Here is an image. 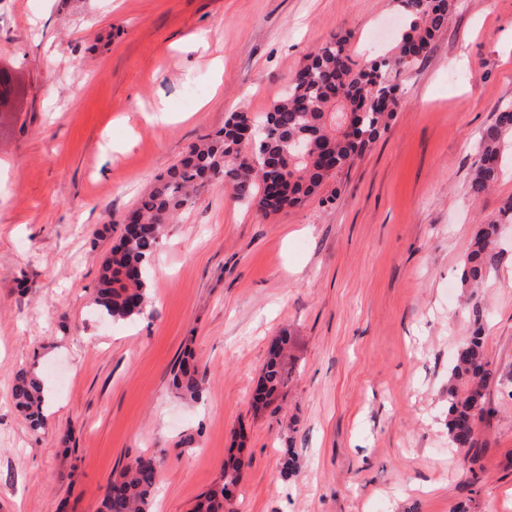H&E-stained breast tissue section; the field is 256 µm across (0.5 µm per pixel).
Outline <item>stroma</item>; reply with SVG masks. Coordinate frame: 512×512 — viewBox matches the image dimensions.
Wrapping results in <instances>:
<instances>
[{"label":"stroma","mask_w":512,"mask_h":512,"mask_svg":"<svg viewBox=\"0 0 512 512\" xmlns=\"http://www.w3.org/2000/svg\"><path fill=\"white\" fill-rule=\"evenodd\" d=\"M396 23L394 0H0L20 89L0 114V512H97L142 454L160 461L152 512H192L237 441L235 512H512V382L487 390L477 454L446 428L474 317L512 371V241L476 306L460 283L475 229L512 198V170L468 193L482 130L512 107V0H451L388 131L302 205L267 215L212 181L165 226L145 314L92 304L125 213L191 143L263 117L333 34L365 68ZM199 30L208 49L188 42ZM283 332L291 376L258 413ZM188 349L197 403L170 385ZM23 366L51 394L38 435L13 404Z\"/></svg>","instance_id":"stroma-1"}]
</instances>
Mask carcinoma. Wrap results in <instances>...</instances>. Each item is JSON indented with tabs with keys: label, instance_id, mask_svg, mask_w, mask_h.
I'll use <instances>...</instances> for the list:
<instances>
[{
	"label": "carcinoma",
	"instance_id": "cac0c4a2",
	"mask_svg": "<svg viewBox=\"0 0 512 512\" xmlns=\"http://www.w3.org/2000/svg\"><path fill=\"white\" fill-rule=\"evenodd\" d=\"M407 26L397 45L362 70L351 66L348 36L336 35L311 53L308 63L291 78L288 92L274 102L259 123L261 139L250 148L240 143L239 123L250 119L234 112L224 127L200 137L183 158L158 176L140 200L135 219L123 225L119 243L102 261L92 302L113 322L140 317L149 302V263L157 251L164 225L193 203L205 184L220 179L233 195L254 202L263 211H280L311 196L328 178L349 166L387 130L397 105L399 85L394 76L428 57L437 35L447 27L449 0H398ZM14 91L12 75L0 69V110ZM512 109L495 113L481 136V153L469 177L468 191L481 200L498 181ZM306 144L303 160L293 161L297 143ZM512 223V198L497 217L479 225L472 237L461 273L464 288H478L503 257L497 227ZM288 337L276 338L253 395L255 411L265 409L288 383L285 361ZM501 379L486 358L481 332L476 330L457 352L448 375V437L457 448H480L477 432L486 405V390ZM206 375L192 355L173 368L172 385L184 399L197 401L206 390ZM15 408L37 433L45 425L46 383L29 368L16 371L12 381ZM159 460L138 456L109 480L99 512H151ZM240 480L235 458L224 465L222 481L200 497L194 512H224L228 487Z\"/></svg>",
	"mask_w": 512,
	"mask_h": 512
}]
</instances>
